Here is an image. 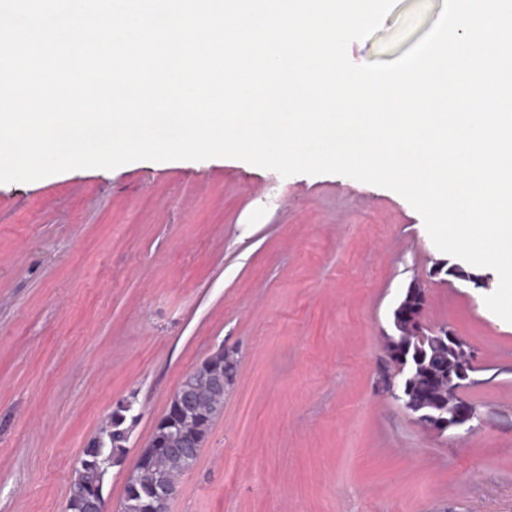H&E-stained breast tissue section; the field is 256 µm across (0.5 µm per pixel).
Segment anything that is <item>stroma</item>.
<instances>
[{"mask_svg": "<svg viewBox=\"0 0 512 512\" xmlns=\"http://www.w3.org/2000/svg\"><path fill=\"white\" fill-rule=\"evenodd\" d=\"M443 0H398L351 43L391 62ZM398 193L231 158L135 161L0 183V512H65L76 460L115 404L138 420L125 472L184 374L218 347L237 370L169 512H512V323L498 286L442 272ZM423 319L477 355L482 425L425 433L376 385L382 333L410 284Z\"/></svg>", "mask_w": 512, "mask_h": 512, "instance_id": "1", "label": "stroma"}]
</instances>
